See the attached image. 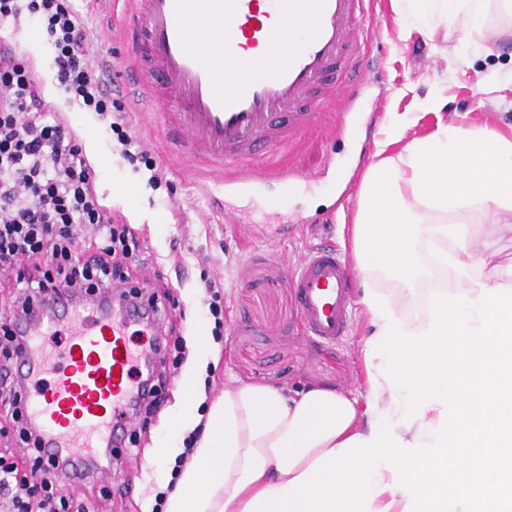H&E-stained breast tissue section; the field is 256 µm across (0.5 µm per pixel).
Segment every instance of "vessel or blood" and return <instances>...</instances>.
<instances>
[{
  "label": "vessel or blood",
  "mask_w": 512,
  "mask_h": 512,
  "mask_svg": "<svg viewBox=\"0 0 512 512\" xmlns=\"http://www.w3.org/2000/svg\"><path fill=\"white\" fill-rule=\"evenodd\" d=\"M129 50L128 82L141 104L174 115L161 141L208 171L225 195L258 192L295 176L287 162L264 163L268 149L302 138L325 106L351 88L374 59L366 49L375 0H120ZM309 23L301 48L274 63L245 68L242 49L265 52ZM300 331L325 342L350 321L346 264L333 248L311 249L291 270ZM131 309L105 298L47 303L21 327L17 369L27 385L30 419L44 445L72 462L81 479L94 449L118 445L128 425L135 373L152 357L131 327Z\"/></svg>",
  "instance_id": "1"
}]
</instances>
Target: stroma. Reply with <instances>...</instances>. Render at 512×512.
Returning <instances> with one entry per match:
<instances>
[{
  "instance_id": "obj_1",
  "label": "stroma",
  "mask_w": 512,
  "mask_h": 512,
  "mask_svg": "<svg viewBox=\"0 0 512 512\" xmlns=\"http://www.w3.org/2000/svg\"><path fill=\"white\" fill-rule=\"evenodd\" d=\"M112 2L76 0L75 5L91 38L112 51V87L127 107L125 128L165 173L154 186L145 165L122 156L120 144L95 113L67 102L54 80V52L38 29L25 25L0 31V36L37 64L52 110L64 114L97 172L101 202L139 230L146 262L159 272L158 283L174 305L172 320L186 355H193L198 331L210 332L215 357L197 378L200 408L222 393L229 376L249 385H316L363 398L362 346L369 326L362 306L353 304L349 328L338 342L299 335L290 268L321 242L339 243L342 225L351 222L358 206L361 178L389 113L417 117L411 130L415 136L428 133L440 118L504 133L512 129V35L467 39L456 26L404 34L392 0H378L369 47L380 58L381 71L372 72L359 87L353 105L335 102L289 149L286 159L304 173V180L288 190L274 183L262 196L235 202L236 221L229 224L223 192L206 194L203 171L161 147L156 137L160 118L133 108L125 79L128 49L122 15ZM434 101L440 110L431 109ZM124 186L133 187L134 195L118 196ZM213 278L223 282L224 328L219 336L212 333L206 288ZM156 369L167 377L164 404L156 412L139 414L132 443L115 449L112 465L118 479L94 476L75 489V500L86 512H149L162 495L160 475L166 466L148 460L147 453L167 435L164 421L180 382L171 376V363Z\"/></svg>"
}]
</instances>
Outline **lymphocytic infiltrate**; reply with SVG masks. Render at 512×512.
Masks as SVG:
<instances>
[{
  "label": "lymphocytic infiltrate",
  "mask_w": 512,
  "mask_h": 512,
  "mask_svg": "<svg viewBox=\"0 0 512 512\" xmlns=\"http://www.w3.org/2000/svg\"><path fill=\"white\" fill-rule=\"evenodd\" d=\"M74 0H0V25L36 24L52 46L56 79L72 103L96 112L117 135L122 155L160 171L147 150L124 130L121 100L112 96L108 60L93 62L89 32ZM96 171L78 137L50 108L44 86L24 53L0 42V278L17 292L0 309V416L13 419L19 451L33 455L31 470L0 457V512H68L60 482L64 465L40 453L11 364L23 350L14 324L43 296H80L101 289L148 306L168 321L165 303L150 289L128 285L124 270L137 256L139 234L103 205Z\"/></svg>",
  "instance_id": "1"
}]
</instances>
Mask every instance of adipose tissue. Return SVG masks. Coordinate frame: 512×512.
<instances>
[{"label": "adipose tissue", "mask_w": 512, "mask_h": 512, "mask_svg": "<svg viewBox=\"0 0 512 512\" xmlns=\"http://www.w3.org/2000/svg\"><path fill=\"white\" fill-rule=\"evenodd\" d=\"M393 2L409 30L480 36L490 8L512 16V0ZM412 126L391 114L343 227L370 327L364 401L229 383L198 413L213 351L197 334L158 458L204 431L164 512H512V281L489 271L512 235V136L439 123L410 139ZM434 272L448 286L415 317L371 286L383 274L411 296Z\"/></svg>", "instance_id": "1"}]
</instances>
